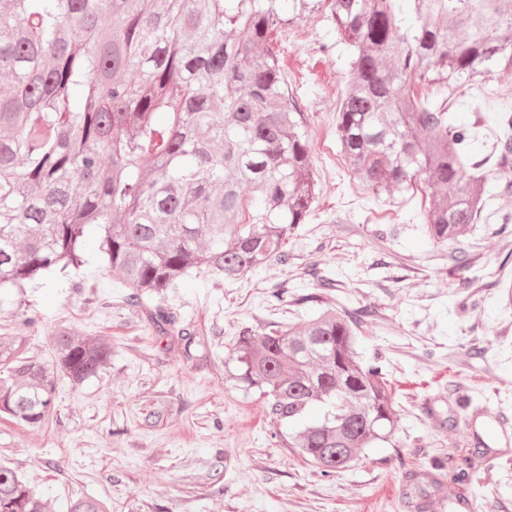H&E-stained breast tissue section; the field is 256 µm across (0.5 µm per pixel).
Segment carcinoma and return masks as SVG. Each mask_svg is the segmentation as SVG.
Segmentation results:
<instances>
[{
	"mask_svg": "<svg viewBox=\"0 0 512 512\" xmlns=\"http://www.w3.org/2000/svg\"><path fill=\"white\" fill-rule=\"evenodd\" d=\"M353 51L336 137L347 166L379 195L442 186L424 235L456 241L482 219L487 185L512 159V111L498 113L494 166L465 170L474 138L449 121L448 81L512 66L503 0H330ZM276 0H11L0 10V291L44 272L68 280L88 235L133 305L157 298L150 325L176 316L165 292L192 271L233 283L286 263L287 236L313 210L306 116L270 34ZM357 322L327 308L302 323L246 328L235 379L267 397L288 447L321 474L348 470L396 419L379 361L361 364ZM0 346V414L37 427L60 377L79 385L106 366L105 340L60 329L54 365ZM483 458L465 452L468 486ZM0 512H49L0 462ZM68 512H110L95 498Z\"/></svg>",
	"mask_w": 512,
	"mask_h": 512,
	"instance_id": "obj_1",
	"label": "carcinoma"
}]
</instances>
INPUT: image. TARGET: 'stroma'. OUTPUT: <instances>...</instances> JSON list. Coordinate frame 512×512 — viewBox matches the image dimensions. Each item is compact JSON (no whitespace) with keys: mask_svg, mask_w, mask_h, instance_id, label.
Wrapping results in <instances>:
<instances>
[{"mask_svg":"<svg viewBox=\"0 0 512 512\" xmlns=\"http://www.w3.org/2000/svg\"><path fill=\"white\" fill-rule=\"evenodd\" d=\"M290 23L273 37L290 91L307 115L318 183L312 215L285 243L287 263H273L224 284L205 276L168 289L178 330L150 326L151 299L133 305L95 248L69 282L50 278L0 308V340L26 329L28 357L52 358L63 327L109 338L113 356L79 386L57 384L43 426L0 416V461L23 474L49 504L92 497L110 512H512V341L500 324V275L512 273V190L489 185L486 220L451 244L421 233L429 189L375 195L348 170L336 142V105L345 92L350 52L339 42L328 0L298 11L280 0ZM459 123L476 126L471 160L493 150L495 116L512 106V71L496 67L448 88ZM469 258L470 267L457 263ZM318 266L331 281L304 276ZM284 288V303L270 295ZM360 312L357 350L381 358L397 427L353 469L321 476L287 442L258 390L229 379L242 328L299 322L312 314L302 295ZM190 330L192 343L179 330ZM494 454L479 463L468 490L434 470L475 439ZM433 483L418 505L403 496L413 474Z\"/></svg>","mask_w":512,"mask_h":512,"instance_id":"stroma-1","label":"stroma"}]
</instances>
